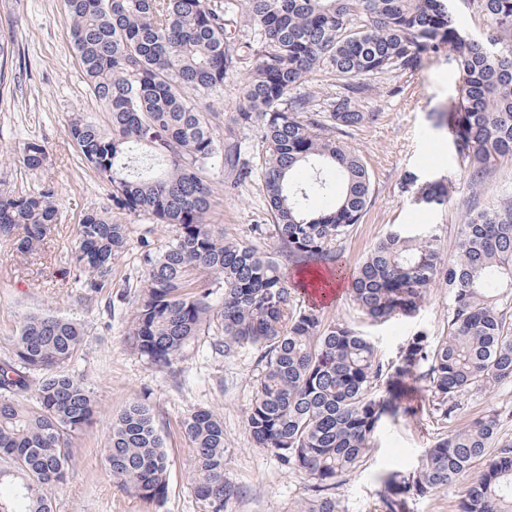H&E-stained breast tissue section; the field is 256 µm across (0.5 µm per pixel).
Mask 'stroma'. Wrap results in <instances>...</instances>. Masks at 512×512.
<instances>
[{"label":"stroma","instance_id":"1","mask_svg":"<svg viewBox=\"0 0 512 512\" xmlns=\"http://www.w3.org/2000/svg\"><path fill=\"white\" fill-rule=\"evenodd\" d=\"M0 36L11 44V53L0 67V149H15L35 139L43 142L49 157L45 169L35 175L17 164L0 165V189L32 190L51 182L61 194V221L39 256L24 258L12 242L0 239V337L10 336L25 316L35 313L82 323L88 341L66 371L84 379L98 402L94 423L74 443L68 478L54 491L56 512H204L192 491L193 457L182 432L183 418L197 409L212 410L224 421L225 472L238 491L224 512H296L313 494L311 481L255 447L246 427L259 351L218 357L210 349L211 335L205 333L171 367L159 368L129 346L127 332L135 287L144 271L143 255L165 247L170 225L114 213V221L128 225L129 236L126 249L113 261L109 284L90 295L69 273L67 258L81 216L91 209L111 210L112 202L108 186L82 165L68 136L74 114L103 124L108 115L84 82L71 48L63 0H0ZM248 70L243 63L228 72L211 107L221 134L241 143L255 159L260 153L257 130L235 122ZM457 78L454 66L441 58L414 72L373 82L362 102L373 118L345 138L371 169L374 194L362 223L341 244L340 287L319 310L324 322H345L372 336L386 360L394 358L416 331L434 338L442 335L447 328L448 291L434 286L415 318L377 325L354 305L349 273L379 238L396 227L437 239L443 257H451L456 226L467 207L491 205L502 189L512 185V161H505L493 169L478 197H470L446 133L434 128L432 115L448 109ZM408 171L453 185L456 192L447 204L421 207L400 190ZM210 182L211 223L219 225L226 237L262 252L276 251L259 180L237 186L225 169L217 167L210 172ZM133 400L144 401L153 410L167 443L170 477L167 498L160 504L120 490L104 462L111 418ZM414 403L417 416L385 422L362 466L342 478L336 495L344 512H381L377 475L390 467L412 471L423 448L450 428L493 413L500 418L499 444L512 443V383L464 396L449 423L433 415L426 389L415 393Z\"/></svg>","mask_w":512,"mask_h":512}]
</instances>
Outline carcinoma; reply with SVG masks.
Listing matches in <instances>:
<instances>
[{"label": "carcinoma", "instance_id": "cac0c4a2", "mask_svg": "<svg viewBox=\"0 0 512 512\" xmlns=\"http://www.w3.org/2000/svg\"><path fill=\"white\" fill-rule=\"evenodd\" d=\"M486 27L474 36L447 0H64L71 47L110 125L75 116L68 135L84 165L112 188V209L173 226L158 254H145L128 330L134 353L168 368L207 326L215 353L261 352L246 425L256 447L312 482L298 512H342L336 485L375 447L387 421L413 418L410 399L428 383L433 413L450 420L460 398L512 383V193L471 207L453 258L403 230L382 236L358 265L352 297L371 321L415 317L435 283L448 289L447 332L408 337L383 360L375 342L346 323L323 321L280 275L333 264L362 221L374 181L363 156L339 136L362 127L371 79L419 69L446 56L459 74L451 106L436 113L470 189L512 161V0H475ZM230 27L253 39L228 41ZM238 121L259 128L256 166L224 140L209 99L247 57ZM324 72L338 87L323 98L297 88ZM47 160L38 141L18 162ZM244 182L261 177L281 249L265 253L209 222L215 163ZM404 193L428 207L449 187L404 175ZM59 194L0 190V238L34 255L58 223ZM21 237H16V231ZM128 244V225L104 211L79 220L70 265L81 287L100 292ZM72 319L30 315L4 338L0 358V512H55L53 492L69 474L74 440L92 423L96 398L66 366L86 344ZM500 419L484 415L424 449L416 468L378 476L382 512H408L482 466L458 512H512V446L495 447ZM195 467L193 493L205 512H224L236 487L224 473V422L207 409L185 417ZM105 463L129 493L165 501L166 442L150 407L133 400L112 418Z\"/></svg>", "mask_w": 512, "mask_h": 512}]
</instances>
